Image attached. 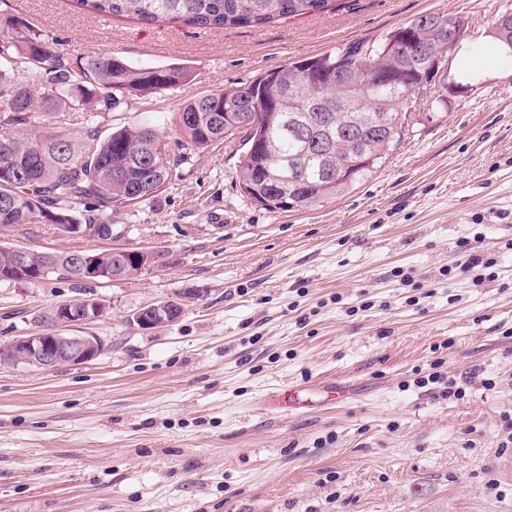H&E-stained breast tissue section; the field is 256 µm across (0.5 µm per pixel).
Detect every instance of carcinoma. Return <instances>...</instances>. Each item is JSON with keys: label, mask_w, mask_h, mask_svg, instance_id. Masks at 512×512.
<instances>
[{"label": "carcinoma", "mask_w": 512, "mask_h": 512, "mask_svg": "<svg viewBox=\"0 0 512 512\" xmlns=\"http://www.w3.org/2000/svg\"><path fill=\"white\" fill-rule=\"evenodd\" d=\"M329 0H76L99 17L224 29L261 26L324 11ZM456 17L429 13L374 41H356L322 55L268 71L239 85L185 102L174 116L175 135L151 124L122 126L98 138L49 126L64 111H119L134 97L162 94L188 81L189 67L134 65L115 53L89 57L54 46L48 34L19 17L0 19V226L82 224L110 239L109 212L157 200L170 188L190 151L240 135L241 194L269 211L312 209L345 194L397 145L407 120L408 95L433 81L393 46L416 40L438 52ZM354 67L358 89L336 77V60ZM227 112H257L261 119L239 133L224 126ZM369 159L348 177L344 162ZM288 185V206L269 191ZM94 202V213L80 206ZM82 252L38 251L33 268L49 276H77Z\"/></svg>", "instance_id": "cac0c4a2"}]
</instances>
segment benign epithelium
Masks as SVG:
<instances>
[{
  "instance_id": "obj_1",
  "label": "benign epithelium",
  "mask_w": 512,
  "mask_h": 512,
  "mask_svg": "<svg viewBox=\"0 0 512 512\" xmlns=\"http://www.w3.org/2000/svg\"><path fill=\"white\" fill-rule=\"evenodd\" d=\"M401 51L404 55L427 63L432 71H441L446 53L430 56L424 49L411 43ZM30 249H16L17 262L13 268L0 274V281L16 285L30 284L27 278L31 269L25 261ZM115 265L120 272L112 275L114 280H135L164 263V254L144 249H116L112 251ZM206 289L189 288L177 299H168L148 304L137 309L132 322L143 330L158 328L177 322L187 303L204 296ZM109 304L99 298L80 294L46 309L38 319L40 331L14 337L0 347L5 354L0 364L25 365L41 370H53L62 366H79L99 358L104 351L102 340L83 330V326L107 315Z\"/></svg>"
}]
</instances>
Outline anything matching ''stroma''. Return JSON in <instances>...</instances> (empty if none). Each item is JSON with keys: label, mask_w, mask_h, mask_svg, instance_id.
<instances>
[{"label": "stroma", "mask_w": 512, "mask_h": 512, "mask_svg": "<svg viewBox=\"0 0 512 512\" xmlns=\"http://www.w3.org/2000/svg\"><path fill=\"white\" fill-rule=\"evenodd\" d=\"M0 13L66 50L190 66L176 92L96 121L169 135L187 100L427 13L463 19L464 45L481 48L512 0H330L224 30L104 19L75 0H0ZM435 85L387 159L313 209L244 197L233 136L158 201L112 211L110 240L0 228L7 246L167 256L135 280L0 282V345L79 292L110 304L87 327L107 346L97 360L0 366V512H512V59L491 75L448 66ZM472 256L494 265L464 270ZM187 288L205 295L176 323H132ZM284 385L306 413L251 411Z\"/></svg>", "instance_id": "35a3bbf8"}]
</instances>
